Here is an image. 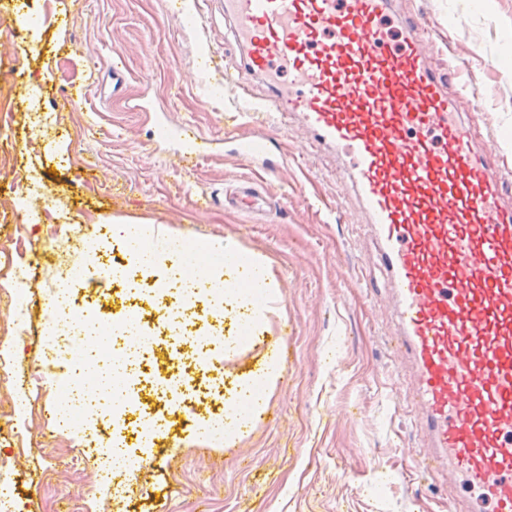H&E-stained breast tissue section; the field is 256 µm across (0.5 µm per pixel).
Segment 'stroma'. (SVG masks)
Segmentation results:
<instances>
[{
  "instance_id": "1",
  "label": "stroma",
  "mask_w": 512,
  "mask_h": 512,
  "mask_svg": "<svg viewBox=\"0 0 512 512\" xmlns=\"http://www.w3.org/2000/svg\"><path fill=\"white\" fill-rule=\"evenodd\" d=\"M394 15L421 20L435 53H446L477 82L479 97L457 94L458 112L475 119L512 183V0H395ZM458 14L460 27L446 19ZM196 15L185 24L186 15ZM0 74L15 75L14 102L0 131V247L39 255V281L27 289L23 330L5 327L0 301V481L14 512H67L85 494L84 512H439V491L401 469L417 448L413 417L402 403L409 380L391 354L395 318L385 276L352 190L336 178L340 160L298 119L275 123L247 112L245 98L268 95L263 78L240 87L239 51L219 0H0ZM122 78L113 81L112 68ZM224 94L211 96L210 86ZM188 123L205 155L185 168L182 147L154 138L155 119ZM262 132L265 162L231 150L230 136ZM244 177L272 200L259 216L226 206L223 195ZM53 200L68 225L45 207ZM115 219L153 224L190 243L234 240L270 268L275 301L249 346L214 351L209 378L223 393L211 405L183 407L153 444L128 424V448L140 469L100 480L97 449L113 431L98 421L55 433V385L70 366L46 364L39 338L69 249ZM72 276L73 304L87 316L128 313L125 279L90 283ZM278 378L246 427L208 443L197 421L224 409L236 386Z\"/></svg>"
}]
</instances>
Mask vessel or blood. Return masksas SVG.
Returning <instances> with one entry per match:
<instances>
[{
	"instance_id": "vessel-or-blood-1",
	"label": "vessel or blood",
	"mask_w": 512,
	"mask_h": 512,
	"mask_svg": "<svg viewBox=\"0 0 512 512\" xmlns=\"http://www.w3.org/2000/svg\"><path fill=\"white\" fill-rule=\"evenodd\" d=\"M391 0H224L241 75L269 81L266 111L298 117L336 149L372 229L397 327L391 351L407 370L421 451L407 469L440 481L448 512H512V202L462 121L450 83L476 93L457 65L429 61L422 24L399 36ZM154 135L201 154L188 127L159 120ZM265 159L259 132L233 140ZM233 207L269 202L239 181Z\"/></svg>"
}]
</instances>
